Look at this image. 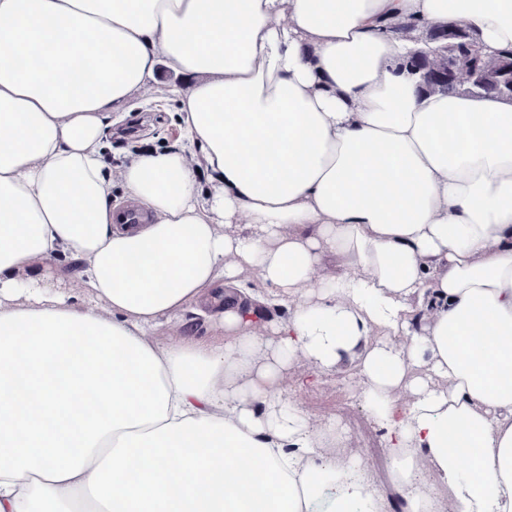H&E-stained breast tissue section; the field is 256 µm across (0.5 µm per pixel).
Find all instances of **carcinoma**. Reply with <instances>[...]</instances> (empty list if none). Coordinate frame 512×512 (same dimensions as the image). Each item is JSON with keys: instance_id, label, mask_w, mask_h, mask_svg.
Wrapping results in <instances>:
<instances>
[{"instance_id": "obj_1", "label": "carcinoma", "mask_w": 512, "mask_h": 512, "mask_svg": "<svg viewBox=\"0 0 512 512\" xmlns=\"http://www.w3.org/2000/svg\"><path fill=\"white\" fill-rule=\"evenodd\" d=\"M400 38L421 29L424 40L438 45V53H409L396 61L398 69L414 76L423 93L473 94L512 98V48L487 52L467 27L448 22L418 27L389 24Z\"/></svg>"}]
</instances>
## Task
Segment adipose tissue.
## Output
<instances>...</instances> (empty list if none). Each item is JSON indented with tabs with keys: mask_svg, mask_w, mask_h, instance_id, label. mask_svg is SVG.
Masks as SVG:
<instances>
[{
	"mask_svg": "<svg viewBox=\"0 0 512 512\" xmlns=\"http://www.w3.org/2000/svg\"><path fill=\"white\" fill-rule=\"evenodd\" d=\"M382 16L512 46V0H0V512H388L300 356L356 376L406 512H512V99L420 92ZM159 92L179 146L110 165ZM188 309L223 343L151 338Z\"/></svg>",
	"mask_w": 512,
	"mask_h": 512,
	"instance_id": "1",
	"label": "adipose tissue"
}]
</instances>
